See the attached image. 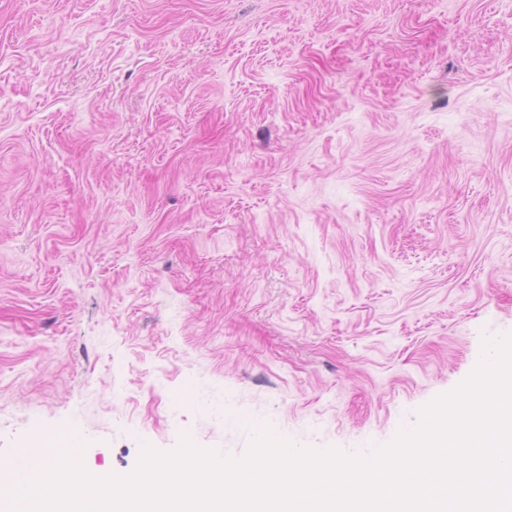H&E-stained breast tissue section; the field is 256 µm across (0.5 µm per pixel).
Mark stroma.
<instances>
[{
    "label": "stroma",
    "mask_w": 512,
    "mask_h": 512,
    "mask_svg": "<svg viewBox=\"0 0 512 512\" xmlns=\"http://www.w3.org/2000/svg\"><path fill=\"white\" fill-rule=\"evenodd\" d=\"M512 333V0H0V459L369 455Z\"/></svg>",
    "instance_id": "stroma-1"
}]
</instances>
